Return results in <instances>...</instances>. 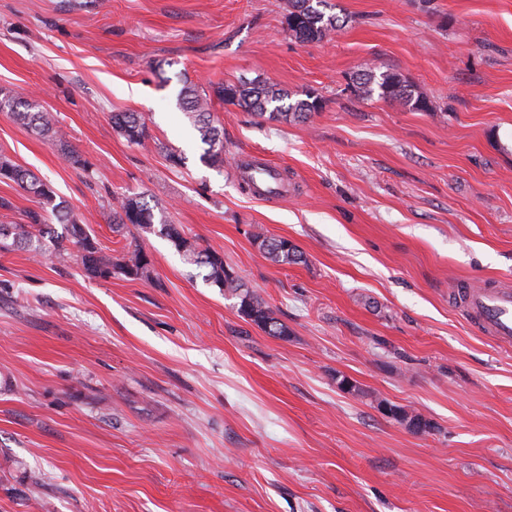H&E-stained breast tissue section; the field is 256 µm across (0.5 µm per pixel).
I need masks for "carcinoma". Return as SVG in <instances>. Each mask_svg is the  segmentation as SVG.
Segmentation results:
<instances>
[{
	"label": "carcinoma",
	"instance_id": "obj_1",
	"mask_svg": "<svg viewBox=\"0 0 512 512\" xmlns=\"http://www.w3.org/2000/svg\"><path fill=\"white\" fill-rule=\"evenodd\" d=\"M325 4L326 0H288L285 15L288 33L301 42L321 41L335 34L341 28L340 19L336 14L321 10ZM352 89L355 96L362 99L376 96L416 111L433 110L429 98L396 73L378 74L371 68L365 69L354 76ZM213 94L227 104L237 105L280 123L303 121L321 108V100L310 92L286 104L284 100L289 95L277 85L261 79L226 82L215 87L211 93L184 80L177 96L178 105L189 114L199 140L206 145L201 161L218 168L224 166V141L223 129L216 124L210 111ZM3 111L11 113L16 123L58 146L72 165L82 169L87 167V161L69 148L51 113L34 112L10 93L0 90V112ZM112 124L131 143L140 144L147 137L146 123L134 113H115ZM0 180L15 183L39 204L38 209L25 213V223L0 224L1 253L24 249L34 257H48L60 255L71 246L78 253L84 274L91 279L107 280L114 276L130 280L152 279V263L146 253L135 249L120 259L112 257L101 247L91 226L74 218L65 201L56 200V193L49 184L3 155H0ZM167 214L168 207L160 200L149 203L139 194H122L112 204V231L119 233L132 225L164 236L186 262L207 270L206 281L220 288L224 294L238 299V310L245 320L270 336L288 335V326L275 317L270 307L231 267L224 264V256L215 251L199 249L177 225L167 219ZM50 215L62 225V232H56L53 225L48 223ZM252 240L263 256L273 263L303 261L302 253L294 244L284 238L270 237L261 228L252 234ZM389 414L416 434L435 430L432 421L402 407L390 406Z\"/></svg>",
	"mask_w": 512,
	"mask_h": 512
}]
</instances>
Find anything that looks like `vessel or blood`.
Here are the masks:
<instances>
[{"instance_id":"b4317fda","label":"vessel or blood","mask_w":512,"mask_h":512,"mask_svg":"<svg viewBox=\"0 0 512 512\" xmlns=\"http://www.w3.org/2000/svg\"><path fill=\"white\" fill-rule=\"evenodd\" d=\"M259 188L260 197L281 192L282 179L278 170L265 159L254 158L244 164ZM462 297L476 323L501 343L512 344V289L486 284L464 290Z\"/></svg>"}]
</instances>
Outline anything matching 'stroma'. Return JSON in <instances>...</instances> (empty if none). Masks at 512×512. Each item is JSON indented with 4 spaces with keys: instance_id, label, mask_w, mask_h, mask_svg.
Wrapping results in <instances>:
<instances>
[{
    "instance_id": "stroma-1",
    "label": "stroma",
    "mask_w": 512,
    "mask_h": 512,
    "mask_svg": "<svg viewBox=\"0 0 512 512\" xmlns=\"http://www.w3.org/2000/svg\"><path fill=\"white\" fill-rule=\"evenodd\" d=\"M328 4L341 30L301 42L287 0H0V90L51 112L90 167L7 112L0 154L154 268L93 280L72 250L0 256V512H512V347L448 299L464 280L512 286V0ZM369 67L434 111L356 97ZM241 77L322 107L283 124L213 100L224 166H206L176 96ZM116 112L142 116V144ZM253 154L286 192L236 179ZM122 193L163 201L287 336L247 323L169 240L113 233ZM258 227L304 262L265 259ZM112 124L131 143L140 144L147 137L146 123L137 114L115 113L112 115ZM389 414L395 420L404 423L411 431L416 434L430 433L435 430V424L426 419L421 414L409 412L406 409L396 406L389 405Z\"/></svg>"
}]
</instances>
